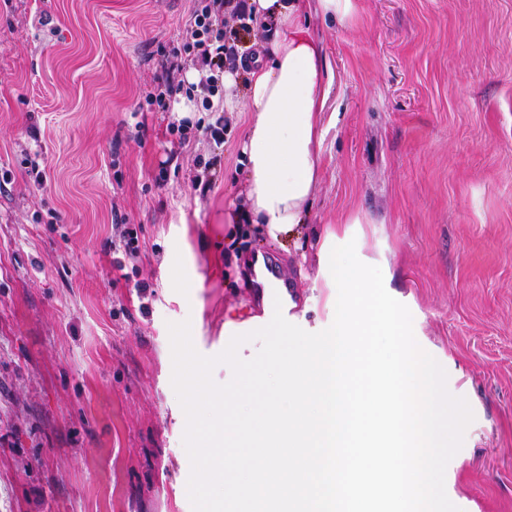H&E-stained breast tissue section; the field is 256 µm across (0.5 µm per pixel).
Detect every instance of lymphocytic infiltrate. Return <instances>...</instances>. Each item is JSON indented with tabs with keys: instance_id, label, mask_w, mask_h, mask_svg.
Here are the masks:
<instances>
[{
	"instance_id": "lymphocytic-infiltrate-1",
	"label": "lymphocytic infiltrate",
	"mask_w": 512,
	"mask_h": 512,
	"mask_svg": "<svg viewBox=\"0 0 512 512\" xmlns=\"http://www.w3.org/2000/svg\"><path fill=\"white\" fill-rule=\"evenodd\" d=\"M252 18L247 0H196L186 35L162 65L146 101L162 107L167 98L183 92L205 111H215L216 100L224 96L225 71L249 72L255 59L241 45L243 34L252 30ZM189 67L199 69L201 77L187 87L180 75Z\"/></svg>"
}]
</instances>
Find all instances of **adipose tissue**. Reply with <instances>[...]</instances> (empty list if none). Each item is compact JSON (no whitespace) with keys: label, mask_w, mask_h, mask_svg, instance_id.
Listing matches in <instances>:
<instances>
[{"label":"adipose tissue","mask_w":512,"mask_h":512,"mask_svg":"<svg viewBox=\"0 0 512 512\" xmlns=\"http://www.w3.org/2000/svg\"><path fill=\"white\" fill-rule=\"evenodd\" d=\"M269 30L268 61L247 77L224 75V109L256 113L243 142L246 197L235 221L261 227L270 238L304 224L320 173L322 116L332 74L323 47L305 20L317 13L346 19L352 0H249ZM248 95L239 97L240 80Z\"/></svg>","instance_id":"obj_1"}]
</instances>
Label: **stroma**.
<instances>
[{
  "label": "stroma",
  "mask_w": 512,
  "mask_h": 512,
  "mask_svg": "<svg viewBox=\"0 0 512 512\" xmlns=\"http://www.w3.org/2000/svg\"><path fill=\"white\" fill-rule=\"evenodd\" d=\"M192 7L0 0V512H192L168 325L222 352L228 313L263 312L244 266L258 253L300 327L327 325L329 229L389 277L471 407L449 499L512 512V0L311 16L334 75L321 175L301 235L277 241L228 221L255 113H229L223 143L183 144L167 129L178 99L145 103ZM127 230L138 251L119 279Z\"/></svg>",
  "instance_id": "35a3bbf8"
}]
</instances>
